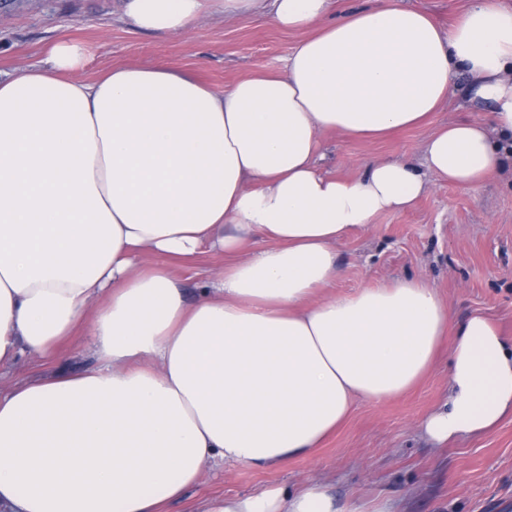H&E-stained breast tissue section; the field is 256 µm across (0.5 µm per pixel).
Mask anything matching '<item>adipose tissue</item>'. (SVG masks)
Segmentation results:
<instances>
[{"instance_id": "obj_1", "label": "adipose tissue", "mask_w": 512, "mask_h": 512, "mask_svg": "<svg viewBox=\"0 0 512 512\" xmlns=\"http://www.w3.org/2000/svg\"><path fill=\"white\" fill-rule=\"evenodd\" d=\"M209 16L307 36L279 69L218 94L163 66L79 78L88 45L50 44L0 75V365L57 359L85 331L93 365L0 391V512H162L206 465L282 467L355 401L397 398L454 329L448 399L420 425L440 446L512 417V345L455 322L419 278L316 300L339 243L436 179L470 189L512 151V9L473 0L449 28L404 0H125L161 39ZM461 87L423 167L317 165L321 133L415 127ZM230 261L188 299L177 262ZM151 265H143V255ZM201 512H360L324 485L207 501Z\"/></svg>"}]
</instances>
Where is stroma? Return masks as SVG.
I'll return each mask as SVG.
<instances>
[{
	"label": "stroma",
	"instance_id": "1",
	"mask_svg": "<svg viewBox=\"0 0 512 512\" xmlns=\"http://www.w3.org/2000/svg\"><path fill=\"white\" fill-rule=\"evenodd\" d=\"M124 0H15L0 10V71L18 73L40 65L49 42L70 39L90 46L80 76L91 79L117 66L165 65L194 73L216 93L257 69L279 67L301 40L298 32L251 18L215 16L178 37L159 39L135 31L123 18ZM461 95L451 96L430 122L383 140L322 133L318 152L325 170L359 176L367 162L405 158L420 162L438 127L472 118ZM344 272L339 292L399 278L424 279L462 319L492 317L512 339V158L505 173L476 190L445 181L430 184L411 209L378 216L366 231L338 246ZM224 266V254L207 252L178 267L189 295ZM85 337L67 346L58 362L23 356L0 367V387L59 369L91 364ZM449 352L441 350L429 374L407 395L380 403L356 402L346 423L311 455L282 469L208 465L197 483L164 512H200L218 496L248 495L272 486H327L347 505L391 497L400 512H499L512 501V417L481 436H462L443 446L419 435L421 421L448 395Z\"/></svg>",
	"mask_w": 512,
	"mask_h": 512
}]
</instances>
